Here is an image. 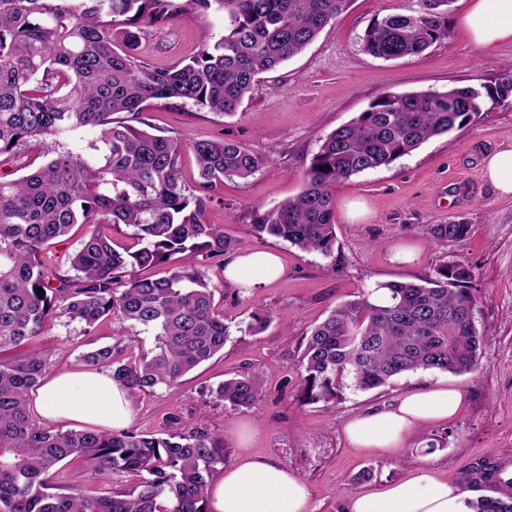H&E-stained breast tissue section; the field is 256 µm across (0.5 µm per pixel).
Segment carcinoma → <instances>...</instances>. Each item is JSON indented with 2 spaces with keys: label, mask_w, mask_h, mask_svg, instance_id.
<instances>
[{
  "label": "carcinoma",
  "mask_w": 512,
  "mask_h": 512,
  "mask_svg": "<svg viewBox=\"0 0 512 512\" xmlns=\"http://www.w3.org/2000/svg\"><path fill=\"white\" fill-rule=\"evenodd\" d=\"M369 26L363 50L384 60L419 57L448 39L454 0H412ZM349 0H0V157L9 161L33 140L96 130L91 154L58 152L18 178L0 175V351L16 348L65 316L83 326L114 318L151 330L155 345L137 355L116 340L81 355L111 372L132 394L170 387L224 349L229 327L216 308L204 264L235 253L240 240L206 222L211 191L247 179L264 158L239 143L184 145L120 120L153 102L177 99L225 116L238 112L260 75L303 52ZM224 10V36L193 60L151 70L135 55L144 28L186 11ZM512 79L485 92H386L368 109L320 139L303 174L304 188L273 208L255 211L254 231L307 252L335 246L332 188L388 167L427 140L470 124L483 96L506 98ZM196 161L194 185L181 179L184 150ZM81 224L80 248L63 277L52 245ZM133 229L132 244L112 241L111 226ZM465 222L432 226L441 240L461 241ZM169 263L160 278L143 271ZM474 274L449 261L414 282H378L389 301L370 295L333 309L304 338L299 367L304 403L336 400L343 380L374 389L418 370L467 374L478 365ZM59 285H53V281ZM48 362L32 349L0 359V512H206L208 479L224 466V440L207 427L170 415L156 431H52L34 420L29 395ZM210 394L232 408L263 395V378L243 372ZM93 466L104 481L131 473L130 489L91 496L52 483L66 461ZM471 483L503 480L490 459L468 472ZM472 512H512V498H480Z\"/></svg>",
  "instance_id": "1"
}]
</instances>
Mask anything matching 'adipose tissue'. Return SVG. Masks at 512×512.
Segmentation results:
<instances>
[{
	"mask_svg": "<svg viewBox=\"0 0 512 512\" xmlns=\"http://www.w3.org/2000/svg\"><path fill=\"white\" fill-rule=\"evenodd\" d=\"M475 47L512 41V0H473L464 18ZM278 255L246 250L224 260V279L237 288L277 280ZM466 393L444 384H423L392 404L350 419L345 435L351 447L396 455L414 430L452 419ZM34 412L43 420L120 431L134 417L132 397L110 372L77 367L47 379L32 394ZM473 490L437 477L428 466L415 467L402 480L352 495L344 512H470ZM312 490L296 472L270 457L241 454L208 483L209 512H310Z\"/></svg>",
	"mask_w": 512,
	"mask_h": 512,
	"instance_id": "ef3b65f1",
	"label": "adipose tissue"
}]
</instances>
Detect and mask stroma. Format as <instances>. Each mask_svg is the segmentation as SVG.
<instances>
[{
    "label": "stroma",
    "mask_w": 512,
    "mask_h": 512,
    "mask_svg": "<svg viewBox=\"0 0 512 512\" xmlns=\"http://www.w3.org/2000/svg\"><path fill=\"white\" fill-rule=\"evenodd\" d=\"M411 5L412 0H350L302 54L263 75L235 115L176 100L141 115L154 133L186 144L230 140L266 159L253 177L218 186L206 220L223 225L242 249L278 252L284 273L274 283L241 290L227 285L217 262L208 263L209 284L231 336L223 351L177 384L152 395H134L132 427L154 431L171 414L180 415L190 427L205 424L223 438L227 462L245 449L297 472L313 491L314 512H343L354 492L403 479L424 463L448 482L462 484L478 460H512V195L493 188L483 165L488 155L512 150V96L484 99L468 126L431 138L390 167L339 183L334 190L336 244L330 254L301 251L283 240L257 235L252 227L256 209L272 208L301 191L320 137L357 118L380 94L453 86L480 89L512 77L511 41L486 49L473 45L464 25L470 0H455L448 39L422 56L386 61L366 54L361 38L367 27ZM223 34V11L184 13L173 23L147 28L136 55L148 68L164 69L193 58ZM354 199L363 200L369 214L352 223L345 205ZM452 221L470 224L465 240L440 241L431 235L433 225ZM399 243L418 246L415 263L390 261V250ZM453 260L469 264L474 273L480 336L476 372L420 370L371 390L344 386L329 404L300 402L298 360L302 340L314 325L375 283L425 279L438 265ZM259 308L270 312L271 323L254 336L246 326ZM119 336L137 354L154 346L153 334L140 326L123 327L104 319L87 335L80 324L64 317L56 318L34 346L47 357L54 374L80 366L84 352ZM241 371L263 373L266 392L261 400L233 409L209 396V387ZM424 382L465 390L466 400L452 420L418 429L392 457L363 453L347 444L343 427L348 419L391 404ZM244 425L250 427L252 439L243 449L237 432ZM56 480L89 495L137 482L135 476L121 474L113 476L111 484H102L81 461L66 463Z\"/></svg>",
    "instance_id": "obj_1"
}]
</instances>
